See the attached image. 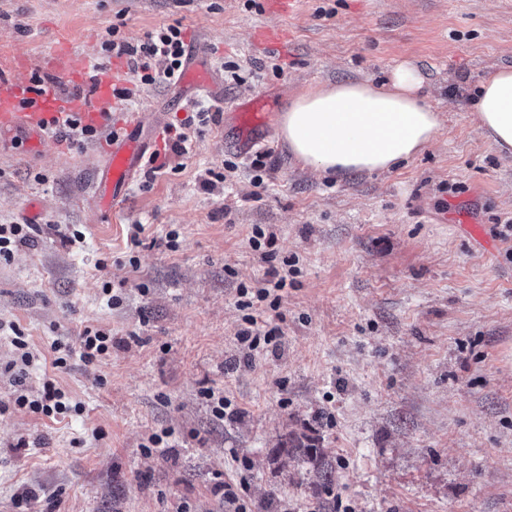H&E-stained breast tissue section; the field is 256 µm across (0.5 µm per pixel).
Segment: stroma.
Instances as JSON below:
<instances>
[{
	"label": "stroma",
	"instance_id": "obj_1",
	"mask_svg": "<svg viewBox=\"0 0 512 512\" xmlns=\"http://www.w3.org/2000/svg\"><path fill=\"white\" fill-rule=\"evenodd\" d=\"M263 4L0 0V75L30 79L62 48L101 57L111 27L132 42L181 24L217 88L173 109L169 86L139 87L132 109L148 126L258 94L279 111L318 83L380 80L403 61L425 65L442 120L422 154L342 179L296 164L271 133L260 187L213 124L152 183L135 177L108 216L94 198L101 139L1 147L0 224L26 222L33 199L41 213L0 261V512H225L223 485L241 479L252 512H334L338 499L351 512H512V157L489 148L471 107L484 70L512 64V0H302L279 17ZM273 24L292 35L288 59L254 40ZM228 159L238 170L204 188ZM463 212L486 224L492 253L466 236ZM255 224L296 272L268 314L278 346L250 353L237 289L271 266L248 242ZM16 327L36 357L18 381L3 370ZM87 327L120 339L89 366ZM56 342L70 355L52 375L81 411L52 421L10 401L40 395ZM206 389L232 415L215 418ZM162 432L166 448L143 454ZM292 440L330 453V484L285 450Z\"/></svg>",
	"mask_w": 512,
	"mask_h": 512
}]
</instances>
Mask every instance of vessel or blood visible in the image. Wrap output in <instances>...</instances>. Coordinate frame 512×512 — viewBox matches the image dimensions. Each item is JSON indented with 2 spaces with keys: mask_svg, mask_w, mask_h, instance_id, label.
Returning a JSON list of instances; mask_svg holds the SVG:
<instances>
[{
  "mask_svg": "<svg viewBox=\"0 0 512 512\" xmlns=\"http://www.w3.org/2000/svg\"><path fill=\"white\" fill-rule=\"evenodd\" d=\"M255 38L269 49L288 51V34L280 27L259 28ZM51 68L78 85V92H63L51 80L37 85L21 76H0V135L20 134L26 151L40 153L47 145L48 131L63 128L72 118L94 131L111 130L110 143L100 156L95 196L103 212H112L122 204L128 182L139 173L149 144L135 133L142 124L140 117H131L124 129L112 122L120 108L117 91L132 72L126 62L104 68L94 57L75 59L64 49L57 51ZM177 83L187 93L212 87L201 54L185 61ZM272 120L268 100L259 95L225 113L224 128L236 147L247 150L257 143L259 133L268 132Z\"/></svg>",
  "mask_w": 512,
  "mask_h": 512,
  "instance_id": "obj_1",
  "label": "vessel or blood"
}]
</instances>
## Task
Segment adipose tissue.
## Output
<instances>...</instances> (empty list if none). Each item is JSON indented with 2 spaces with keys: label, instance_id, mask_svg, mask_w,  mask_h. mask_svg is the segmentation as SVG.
I'll return each instance as SVG.
<instances>
[{
  "label": "adipose tissue",
  "instance_id": "ef3b65f1",
  "mask_svg": "<svg viewBox=\"0 0 512 512\" xmlns=\"http://www.w3.org/2000/svg\"><path fill=\"white\" fill-rule=\"evenodd\" d=\"M426 75L404 62L381 81L324 83L298 93L279 118L292 158L321 176L379 173L431 146L440 117L422 96ZM473 103L491 148L512 156V67L492 66Z\"/></svg>",
  "mask_w": 512,
  "mask_h": 512
}]
</instances>
